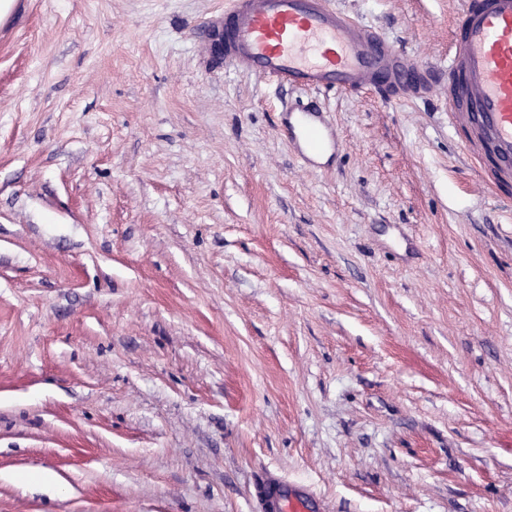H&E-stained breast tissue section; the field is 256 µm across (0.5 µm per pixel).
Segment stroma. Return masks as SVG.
Segmentation results:
<instances>
[{
	"label": "stroma",
	"mask_w": 512,
	"mask_h": 512,
	"mask_svg": "<svg viewBox=\"0 0 512 512\" xmlns=\"http://www.w3.org/2000/svg\"><path fill=\"white\" fill-rule=\"evenodd\" d=\"M335 2L447 66L461 0ZM224 3L0 17V512H512V188L444 86L322 96L309 166ZM260 512H322L318 499L276 470H267L258 487Z\"/></svg>",
	"instance_id": "35a3bbf8"
}]
</instances>
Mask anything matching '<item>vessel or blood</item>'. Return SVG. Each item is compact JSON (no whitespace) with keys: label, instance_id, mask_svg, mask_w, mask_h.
I'll use <instances>...</instances> for the list:
<instances>
[{"label":"vessel or blood","instance_id":"obj_1","mask_svg":"<svg viewBox=\"0 0 512 512\" xmlns=\"http://www.w3.org/2000/svg\"><path fill=\"white\" fill-rule=\"evenodd\" d=\"M225 66L291 89L381 90L402 102L433 87V71L395 49L374 28L331 0H229L222 23ZM448 110L472 127L495 160L487 175L512 174V0H462L447 68ZM286 135L304 161L339 147L314 100L288 113ZM260 512H322L321 501L278 471L264 473Z\"/></svg>","mask_w":512,"mask_h":512}]
</instances>
